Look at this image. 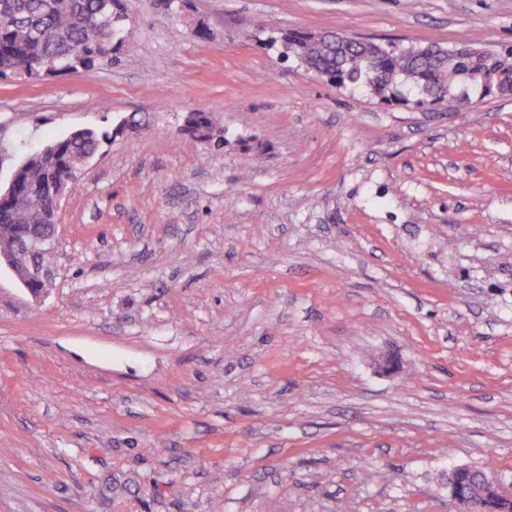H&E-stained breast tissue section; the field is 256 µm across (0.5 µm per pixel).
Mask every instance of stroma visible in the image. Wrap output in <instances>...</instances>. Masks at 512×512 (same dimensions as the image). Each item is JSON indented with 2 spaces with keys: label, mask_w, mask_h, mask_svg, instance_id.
I'll list each match as a JSON object with an SVG mask.
<instances>
[{
  "label": "stroma",
  "mask_w": 512,
  "mask_h": 512,
  "mask_svg": "<svg viewBox=\"0 0 512 512\" xmlns=\"http://www.w3.org/2000/svg\"><path fill=\"white\" fill-rule=\"evenodd\" d=\"M126 7L112 63L0 78L1 185L113 134L61 204L53 288L0 268V512H454L459 467L511 487L512 94L390 105L279 36L496 51L512 0ZM187 124L195 132L190 136L200 141H214L220 144L221 138H224L220 135L222 131L220 121L212 113L196 112L188 117Z\"/></svg>",
  "instance_id": "35a3bbf8"
}]
</instances>
